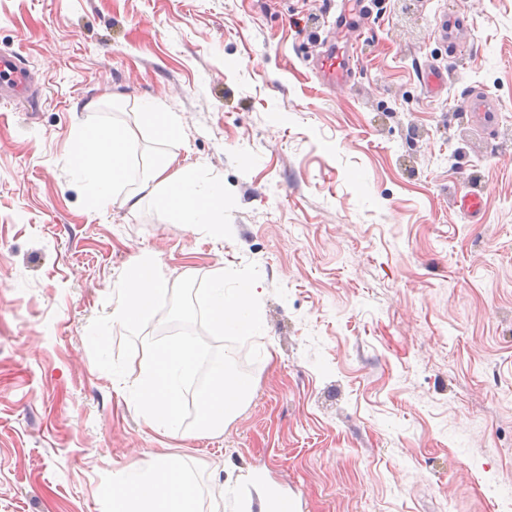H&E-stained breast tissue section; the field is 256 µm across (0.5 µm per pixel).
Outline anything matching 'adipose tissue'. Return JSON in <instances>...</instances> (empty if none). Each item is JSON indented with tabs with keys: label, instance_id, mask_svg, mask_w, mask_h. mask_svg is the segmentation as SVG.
<instances>
[{
	"label": "adipose tissue",
	"instance_id": "1",
	"mask_svg": "<svg viewBox=\"0 0 512 512\" xmlns=\"http://www.w3.org/2000/svg\"><path fill=\"white\" fill-rule=\"evenodd\" d=\"M160 140L180 137L182 120L162 111L157 101H142L135 125L84 126L74 137L70 158L75 179L87 187L99 210L119 205L137 211L152 201L188 230L222 224L224 184L202 180L196 168L176 155L157 156L142 173L127 164L131 142L142 133ZM112 512H198L195 486L174 457H159L147 467L126 470L112 488Z\"/></svg>",
	"mask_w": 512,
	"mask_h": 512
}]
</instances>
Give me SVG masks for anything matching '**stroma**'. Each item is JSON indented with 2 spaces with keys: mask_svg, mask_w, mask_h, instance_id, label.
<instances>
[{
  "mask_svg": "<svg viewBox=\"0 0 512 512\" xmlns=\"http://www.w3.org/2000/svg\"><path fill=\"white\" fill-rule=\"evenodd\" d=\"M344 0H0V512H112L120 472L177 457L199 512H503L512 500V0H364L350 84L316 70ZM440 69L445 82L425 80ZM492 96L490 121L467 110ZM138 138L224 183L195 232L91 208L69 143ZM485 208L466 217L467 188ZM255 262L262 355L222 431H153L87 339L126 267ZM28 83V74L16 56H0V87L11 91L23 90Z\"/></svg>",
  "mask_w": 512,
  "mask_h": 512,
  "instance_id": "1",
  "label": "stroma"
}]
</instances>
